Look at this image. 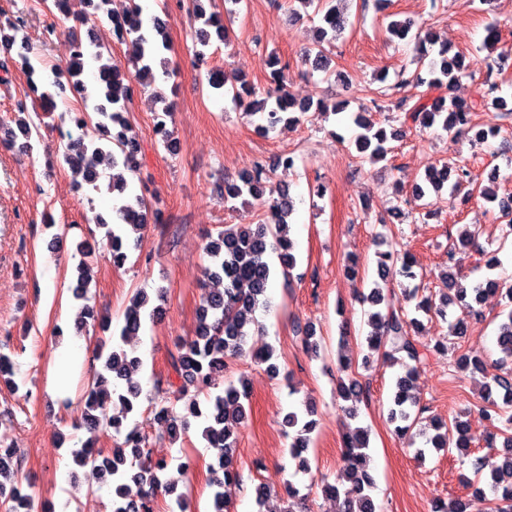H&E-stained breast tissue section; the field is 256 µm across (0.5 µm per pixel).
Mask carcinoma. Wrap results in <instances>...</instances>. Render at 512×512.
Instances as JSON below:
<instances>
[{
	"mask_svg": "<svg viewBox=\"0 0 512 512\" xmlns=\"http://www.w3.org/2000/svg\"><path fill=\"white\" fill-rule=\"evenodd\" d=\"M49 13L55 18L50 25L54 30L64 23L76 21L84 23L87 16L74 15L70 10V0H45ZM304 7L313 9V13L321 16L322 26L318 30V41L306 50V57L312 58V67L316 70L329 72L330 58L323 43L336 40L337 37L352 25L349 16L339 3L343 0H296ZM189 11L195 19L202 22V27L195 33V42L207 46L211 37L225 40L227 27L224 26L218 13H206L202 0H190ZM123 28L116 34V39L128 46L129 61L135 66V74L130 76L112 58H103L100 52L94 59L99 62L97 68L96 96L98 103L93 112L103 129L108 144H86L73 136L67 139L63 160L71 169L82 174L83 182L98 189L101 178L99 165L102 160L108 161L112 196L113 222L107 223L97 219V224L106 229L112 265L116 268L124 266L129 244H139L142 234L149 223L163 224L165 219L159 211H153L146 205L143 195L130 189L124 172H134L137 168L138 142L130 135L129 124L125 117L126 104L134 94V85L150 86L155 80V64H160L163 74L170 76L176 69L170 65L165 53L170 51L166 35V23L157 15H147L142 9L133 7L122 14ZM10 33L3 38L9 41L21 40V47H26V36L22 35L23 21L19 18L7 20ZM387 31L414 44L417 62L429 59L427 71L416 70L409 78H400L397 86L404 87L411 83L425 88L422 95L413 104L402 98L397 103L399 111L404 113V120L422 126L438 125L450 134L458 133L460 127L470 123L471 113L476 110L487 112L491 109L500 111L505 116L512 113L507 109L506 99L499 95L500 84L492 79V69H487L483 88L478 92L477 100L466 103L454 98L449 100L431 98L429 94L436 90L451 87L462 74L464 55L450 53L448 46L437 44L436 37L423 29L413 30L411 21L392 20ZM86 57L81 54L71 55L69 61L60 68L51 70V75H40L36 84H29V90L39 95L44 101L45 111L51 112L56 105V96L65 91L87 99V87L82 80ZM274 69L270 81L263 89L260 97L256 91L241 83V88L228 84L224 72L215 69L208 73V83L215 90H222L237 102H242L241 91L251 97L246 108L247 114L263 120L269 112L287 113L296 108L298 117H288L286 122L298 123L314 110L327 114V105L323 101L301 102L291 96L285 88V72L288 64L274 56L271 58ZM15 107L22 119L18 120V133L6 142L9 148H18L22 152L33 150V141L38 134V126L29 115L27 99L17 100ZM354 124L360 132L354 137L353 145L360 158L374 163L387 154V130L377 126L366 117L357 115ZM455 175L451 185L453 194L460 197L461 204L466 205L477 197H496L495 190L483 186L464 160L453 164L446 162L433 167L425 173L423 183L411 189L413 201L422 200L428 189H441L450 175ZM269 175L261 165L254 170L243 172L234 180L224 182V200H236L246 196L263 202L266 206L267 219L255 226L251 224L226 225L210 238L205 251L210 265L205 269L207 279L220 287L205 294L199 308V324L195 338L173 343L168 351L167 385L173 380L180 382V389L185 391L194 387L206 396L205 405L195 402L190 406L191 414L201 419V437L207 446L217 451L218 466H209L212 483L217 487L213 494L209 512H231L233 490L238 483L235 470L234 455L241 426L246 418L245 400L248 393L244 382H230L224 390L215 394L216 375L224 372L227 361L238 358L245 353L246 326L257 325L256 312L268 307V290L271 288L275 271L267 260L270 251L277 253L283 270H291L296 266L294 245L289 237V218L293 212V200L286 191L271 189ZM98 241L96 238L86 239L78 245L80 259L76 266L77 276L73 287V296L83 301L77 329L81 330L87 320L95 319L97 312L90 305L89 288L93 280V266L96 260ZM413 257L401 255L395 251L377 253V268L382 280L389 276H400L412 283L409 296L419 298L415 311L427 316L434 314L441 319L448 316L450 306L458 307L460 314L454 317L451 324L452 333L461 335L467 328V321L481 316L479 305L484 293L489 291L487 284L499 290L500 282L488 278L486 282L472 287L457 283L454 275L446 270L441 273L440 304H435L429 297H418L420 285L416 281L423 279V274L414 270ZM508 303L500 312L503 320L499 325L496 345L499 357L496 363L505 365L512 363V288L505 291ZM363 303L369 305L365 312L370 331L366 336L370 351L380 354L388 361L407 359L405 375L397 378L390 408V421L395 423V431L402 437L414 439L412 430L423 422V414L427 407L412 393V378L416 367L412 363L419 361L420 351L414 342L409 329L418 324L415 317L407 318L403 312L395 311L388 305L383 289L376 286L369 293L362 295ZM155 309L151 308L148 293L139 290L135 293L126 308L124 322L118 335L112 337L111 346L99 342L92 351L91 362L100 363V369L93 370L92 380L88 382L83 395L84 421L91 436L81 442L80 447L72 451V462L79 466H91L99 479L112 484L115 499V512H154V495L161 488L159 473L167 468L166 462L152 460L147 442L133 428H128L129 417L139 405L140 387L134 376L142 368V359L135 355V350L128 347L132 339L142 334L147 320L153 319ZM338 372L346 374L339 378L340 397L354 403L367 398V389L349 374L352 362L341 355L338 358ZM157 391L163 394L155 404L157 417L167 423L171 439L177 438L179 416L177 401L171 399L169 392L162 387ZM479 411L489 420L503 421V451L497 453L499 460L493 461L485 457H477L472 462V470L476 477L475 494L485 497L492 496L495 503L494 512H512V373L494 375L491 382L483 383L481 405ZM313 411L303 416L290 410L283 416L281 425L284 433L290 438L289 454L298 460L302 471H307L306 453L312 442L311 434L316 428V420L311 418ZM436 434L427 439L432 447L466 448L472 441L466 423L454 419L448 423L432 420ZM110 432L114 436L123 437L122 444L106 453L98 450L95 457L88 456L89 449L97 447L98 433ZM18 456L17 450L0 442V505L5 512H17L20 507L27 512H36L31 494H20L21 484L15 482L13 459ZM370 439L368 430L357 426L350 430L344 440L342 466L334 483L323 487L325 496L342 500L340 512H376L373 491L375 481L370 474ZM131 481L148 487L140 498L129 500L124 494L126 482Z\"/></svg>",
	"mask_w": 512,
	"mask_h": 512,
	"instance_id": "obj_1",
	"label": "carcinoma"
}]
</instances>
